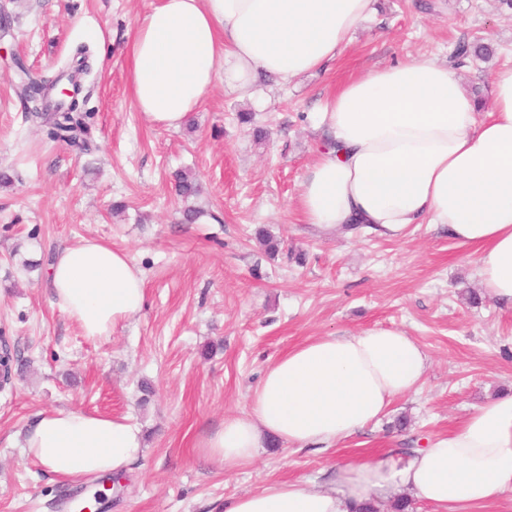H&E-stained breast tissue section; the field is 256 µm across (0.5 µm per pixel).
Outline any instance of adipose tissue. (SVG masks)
<instances>
[{
	"mask_svg": "<svg viewBox=\"0 0 512 512\" xmlns=\"http://www.w3.org/2000/svg\"><path fill=\"white\" fill-rule=\"evenodd\" d=\"M374 0H160L137 24L130 48L134 106L179 128L215 82L249 90L257 73L285 84L323 67L374 13ZM480 103L448 65L416 57L345 84L318 114L330 146L315 160L299 207L318 230L359 220L379 236L415 224L447 228L474 248L486 294L512 303V67ZM53 300L83 335L109 339L141 311L145 283L126 253L96 239L60 249L50 267ZM427 356L405 332L370 328L322 336L276 360L248 408L199 446L221 464L250 463L268 439L330 448L375 423L415 392ZM139 427L79 408L40 412L24 454L58 477L130 471L143 456ZM335 490L277 481L225 499L218 512H350L390 483L438 512H479L512 491V394L488 400L405 465L340 467Z\"/></svg>",
	"mask_w": 512,
	"mask_h": 512,
	"instance_id": "obj_1",
	"label": "adipose tissue"
}]
</instances>
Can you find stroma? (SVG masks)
<instances>
[{"mask_svg": "<svg viewBox=\"0 0 512 512\" xmlns=\"http://www.w3.org/2000/svg\"><path fill=\"white\" fill-rule=\"evenodd\" d=\"M151 3L0 0L11 23L0 40V172L11 177L0 185V347L13 355L0 390V512H68L74 492L100 488L98 478L61 480L23 455L22 434L43 410L80 408L141 428L145 454L108 491L104 512H214L273 481L326 486L333 465L403 464L512 389V306L486 297L473 249L429 224L393 240L326 236L298 204L326 144L317 114L350 80L416 56L447 63L466 41L490 53L456 71L491 106L494 72L512 66V0H375L372 18L322 70L286 86L258 76V98L216 82L177 129L132 102L129 41ZM82 45L91 145L78 155L28 119L15 64L51 80ZM241 112L252 124L239 123ZM177 170L204 189L190 203L202 211L192 224L171 189ZM85 238L123 250L146 288L144 308L100 342L59 310L48 284L55 254ZM371 327L405 331L429 359L418 391L377 423L327 449L268 445L243 466L198 452L288 350Z\"/></svg>", "mask_w": 512, "mask_h": 512, "instance_id": "stroma-1", "label": "stroma"}]
</instances>
